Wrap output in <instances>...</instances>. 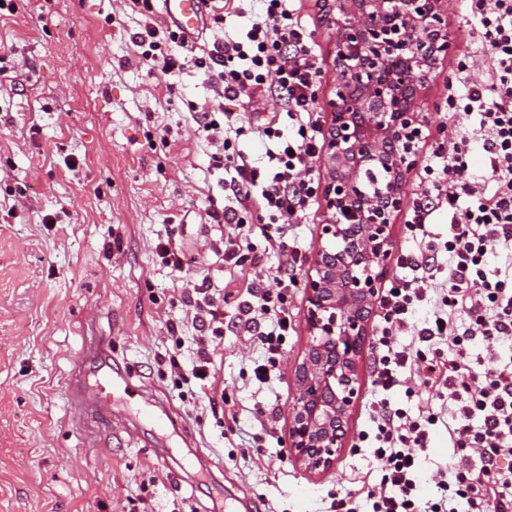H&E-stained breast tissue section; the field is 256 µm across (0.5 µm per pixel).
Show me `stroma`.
Masks as SVG:
<instances>
[{
  "label": "stroma",
  "instance_id": "35a3bbf8",
  "mask_svg": "<svg viewBox=\"0 0 512 512\" xmlns=\"http://www.w3.org/2000/svg\"><path fill=\"white\" fill-rule=\"evenodd\" d=\"M0 13V67L15 71L0 87V512H225L231 498L249 512H328L333 498L353 495L375 475L373 451L358 447L368 430L372 356L363 353L362 385L349 414L344 447L333 468L311 474L288 456L289 408L295 366L307 341L310 263L297 267L292 292L294 330L269 383L254 368L261 349L236 329L237 304L224 306V334L213 342L218 385L229 404L212 414L211 392L196 385L178 396L157 360L181 336L190 364L201 333L181 296L200 282L272 287L278 255L265 249L257 215L246 216L241 239L261 254L258 267H234L200 252L222 229L206 223L209 203L223 204V171L191 117L212 107L206 76L192 64L147 69L131 42L144 19L123 0H12ZM452 45L429 73L419 99L427 127L406 194L421 192V165L442 141L448 123V83L474 47L461 0H446ZM315 51L324 65L317 99L331 96L336 35L319 0H301ZM280 103L245 104L238 150L265 159L262 134ZM171 237L184 267L163 265L155 246ZM113 367L134 373L129 394L117 395L108 425L72 402L70 378L100 375L98 349ZM431 389L408 378L392 403L416 412L431 398L439 420L421 456L418 494L438 495V471L453 450L448 412ZM159 401L184 424L168 459L159 438L133 415L145 399ZM199 462L183 467L185 449Z\"/></svg>",
  "mask_w": 512,
  "mask_h": 512
}]
</instances>
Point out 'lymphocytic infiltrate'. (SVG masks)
<instances>
[{"instance_id": "f902f5d3", "label": "lymphocytic infiltrate", "mask_w": 512, "mask_h": 512, "mask_svg": "<svg viewBox=\"0 0 512 512\" xmlns=\"http://www.w3.org/2000/svg\"><path fill=\"white\" fill-rule=\"evenodd\" d=\"M260 2L261 13L245 32L214 39L201 52L192 38L155 19L153 0H125V6L145 18L132 38L139 63L170 70L177 57L188 58L218 102L195 112L194 120L214 146V168L230 175V204L206 212L210 223L225 227V263L240 267L250 260L249 247L240 241L244 214L260 211L275 226L264 235L268 251L282 257L273 285L239 302L234 321L264 352L254 369L264 383L293 329L288 297L304 256L289 220L315 195L312 172L324 133L316 106L323 60L311 49V31L288 0ZM466 11L483 74L474 77L471 58L457 63L456 86L448 91L455 121L446 147L423 168L425 189L406 222L419 250L399 257L398 274L378 300L371 428L362 439L385 473L365 491L367 512H512V0H466ZM269 93L297 128L286 137L265 127L270 145L258 166L233 147L232 118L244 100ZM473 149L484 158L477 173L469 169ZM442 209L448 212L443 236L432 230ZM225 301L221 291L204 287L183 297L193 325L215 337L223 333ZM422 304L430 314L415 327L420 348L400 346L397 336ZM477 341L485 350L475 365L470 355ZM412 375L448 405L455 453L440 475L435 501L418 498L417 480L420 453L438 417L430 400L412 417L388 399L402 377Z\"/></svg>"}]
</instances>
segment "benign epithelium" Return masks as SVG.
I'll return each mask as SVG.
<instances>
[{"label":"benign epithelium","mask_w":512,"mask_h":512,"mask_svg":"<svg viewBox=\"0 0 512 512\" xmlns=\"http://www.w3.org/2000/svg\"><path fill=\"white\" fill-rule=\"evenodd\" d=\"M444 0H324L336 25V75L322 165L327 244L306 281L308 341L295 371L288 452L310 473L336 463L358 394L369 321L387 276L393 219L413 166L421 84L452 41ZM391 180L373 195L366 171Z\"/></svg>","instance_id":"obj_1"}]
</instances>
